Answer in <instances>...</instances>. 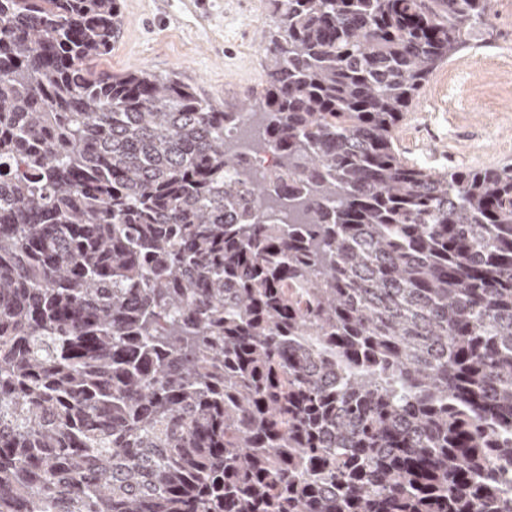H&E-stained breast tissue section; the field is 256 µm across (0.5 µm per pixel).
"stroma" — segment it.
Here are the masks:
<instances>
[{"label":"stroma","mask_w":512,"mask_h":512,"mask_svg":"<svg viewBox=\"0 0 512 512\" xmlns=\"http://www.w3.org/2000/svg\"><path fill=\"white\" fill-rule=\"evenodd\" d=\"M491 31L438 67L395 133L401 155L434 171L512 163V0ZM103 70L177 75L222 111L261 98L274 24L268 0H121Z\"/></svg>","instance_id":"35a3bbf8"}]
</instances>
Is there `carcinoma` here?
I'll use <instances>...</instances> for the list:
<instances>
[{
	"mask_svg": "<svg viewBox=\"0 0 512 512\" xmlns=\"http://www.w3.org/2000/svg\"><path fill=\"white\" fill-rule=\"evenodd\" d=\"M268 5L227 140L119 0H0V512H512V164L395 147L495 0Z\"/></svg>",
	"mask_w": 512,
	"mask_h": 512,
	"instance_id": "cac0c4a2",
	"label": "carcinoma"
}]
</instances>
